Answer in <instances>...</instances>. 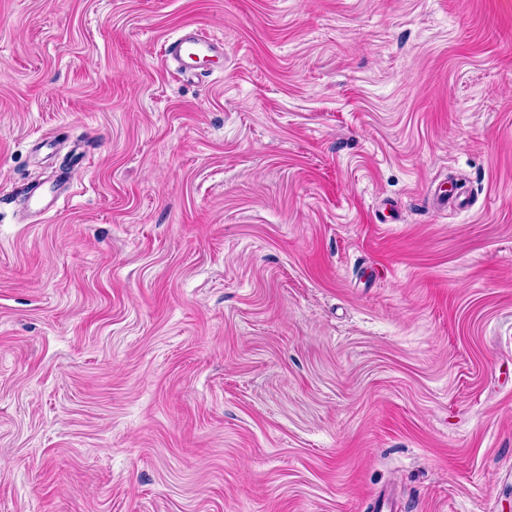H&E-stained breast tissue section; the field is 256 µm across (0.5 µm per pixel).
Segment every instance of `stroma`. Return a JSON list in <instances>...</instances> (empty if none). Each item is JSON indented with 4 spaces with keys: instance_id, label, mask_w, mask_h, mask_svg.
<instances>
[{
    "instance_id": "1",
    "label": "stroma",
    "mask_w": 512,
    "mask_h": 512,
    "mask_svg": "<svg viewBox=\"0 0 512 512\" xmlns=\"http://www.w3.org/2000/svg\"><path fill=\"white\" fill-rule=\"evenodd\" d=\"M391 485L512 512V0H0V512ZM224 43L218 42L202 30H191L169 42L165 47V55L178 64L177 74H186L183 60H192L200 55L223 51Z\"/></svg>"
}]
</instances>
